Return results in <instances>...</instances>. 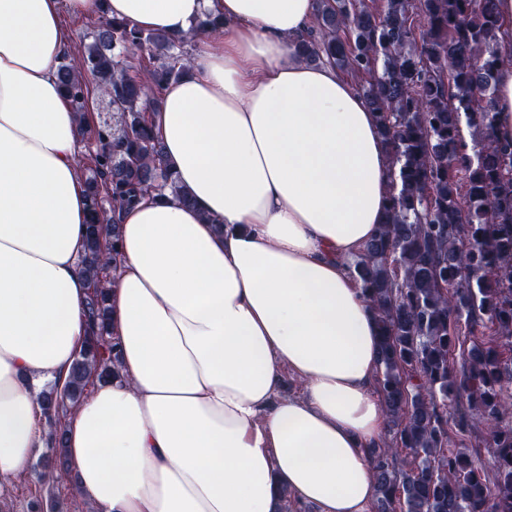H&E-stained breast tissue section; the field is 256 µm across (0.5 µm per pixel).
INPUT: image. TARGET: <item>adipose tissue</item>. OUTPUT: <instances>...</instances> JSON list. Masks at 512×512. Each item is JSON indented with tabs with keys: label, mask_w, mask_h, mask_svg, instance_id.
<instances>
[{
	"label": "adipose tissue",
	"mask_w": 512,
	"mask_h": 512,
	"mask_svg": "<svg viewBox=\"0 0 512 512\" xmlns=\"http://www.w3.org/2000/svg\"><path fill=\"white\" fill-rule=\"evenodd\" d=\"M194 38L152 114L192 205L124 209L110 285L120 377L66 423L99 512H369L379 329L348 263L387 221V145L364 98L296 54L314 0H0V481L46 444L39 393L86 336L79 117L64 15ZM224 26L192 33L204 13ZM495 126L512 138V54Z\"/></svg>",
	"instance_id": "adipose-tissue-1"
}]
</instances>
